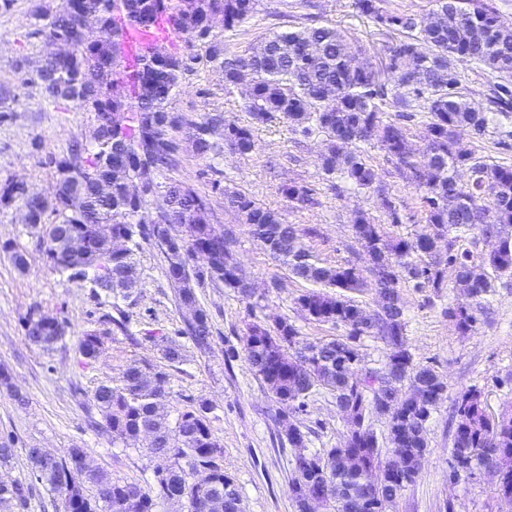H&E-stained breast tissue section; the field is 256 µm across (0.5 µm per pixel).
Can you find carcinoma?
<instances>
[{
  "label": "carcinoma",
  "instance_id": "carcinoma-1",
  "mask_svg": "<svg viewBox=\"0 0 512 512\" xmlns=\"http://www.w3.org/2000/svg\"><path fill=\"white\" fill-rule=\"evenodd\" d=\"M184 2L71 0L66 12L42 2L35 5V33L47 41L67 38L73 50L61 61L41 57L28 81L39 84L55 101L94 113L95 125L66 157L52 161L58 176L52 196H28L23 185L11 181L0 187V202L25 208L26 223L42 239L53 271L80 278L95 292L129 297L138 284L134 250L142 241L161 246L178 307L196 313L186 322V334L196 349L205 351L210 348V325L196 285L207 277L242 296L238 285L249 278L227 252L224 231L210 224L207 198L180 181L161 183L159 178L178 165L185 146L211 159L220 153L222 142L244 154L254 149V141L249 127L225 124L222 112L191 119L170 110L190 64L220 72L226 86L245 88V109L252 122L263 123L279 112L306 135L314 128L324 133L322 170L329 178L338 175L361 190H378V166L356 148L360 142H376L398 175L414 186L425 226L407 239L359 213L356 240L365 255L375 256L371 268L350 261L320 262L302 243V237L316 235V229L285 224L277 212L240 192L224 191V202L252 227L274 259L322 287L298 297L302 310L316 321L348 328L343 339L298 346L297 331L286 320L271 329L247 327L245 359L276 396L288 443L305 447L307 433L294 417L304 411L305 399L317 387L330 390L336 404H347L357 415L372 410L388 425L391 448L385 455L372 427L357 431L350 423L336 447L298 454L290 487L295 509L307 512L300 487L308 485L325 499V512H387L422 470L427 425L445 389L437 371L413 362L403 312L369 310L353 295L369 290L398 297L401 271L417 288H441L449 270L450 288L459 296L448 314L465 333L492 288L488 270L512 275V167L475 160L458 139L464 127L481 137L490 123L485 108L461 92L459 67L478 64L496 79L511 78L512 27L502 24L494 7L481 0H435L433 26L411 14L388 15L377 0H358L363 13L401 32L388 56L405 93L389 102L383 87L372 80L369 60H361L358 71L349 68V58L362 49L335 27L274 33L249 52L228 58L224 35L209 28L210 21L219 17L224 31H233L253 16L258 0H191L190 7ZM87 17L95 20L98 33L84 31ZM162 17L182 47L171 48L166 39L149 43L141 49L134 71L128 72L125 31L150 28ZM386 105L398 112L418 107L429 114L422 151L414 148L407 128L383 120ZM181 131L183 140L176 136ZM463 166L471 172L464 185L455 178ZM282 192L290 202L314 203L313 189L306 185L286 184ZM450 194L459 199L451 210L444 204ZM155 202L165 205L176 221L190 225L191 240L184 249L162 246L170 227L152 223ZM61 226L85 243L80 255L54 244ZM110 233L124 236L128 246L111 248ZM480 240L491 249L476 258L464 242L475 245ZM200 252L215 256V265L194 272L191 263ZM116 329L126 332L124 323L110 316L98 321L79 338L80 355L96 358ZM64 334L59 321L40 333L25 328L29 344L43 350ZM362 336H377L386 343L384 372L391 377L383 384L379 372L364 370L359 387L350 389L346 374L359 368L356 340ZM161 355L171 364L185 357L182 345L173 341L166 342ZM167 385L162 367L134 359L118 379L98 385L91 394L103 420L101 428L112 437L134 444L145 430L153 432L145 444L163 461L154 470L156 489L115 480L97 468L85 470L67 456L52 465L28 457L32 473L58 495L63 512H157L166 486L179 494L181 512H243L239 492L221 463L223 448L211 430L207 403L179 412L172 422L164 411ZM393 397L406 399L394 412L387 409ZM454 414L452 472L492 467L498 494L512 501V409L488 414L481 391L471 388L457 396ZM375 469L382 471L379 489L367 482ZM29 496L30 487L23 481L0 485V501L20 509L28 506Z\"/></svg>",
  "mask_w": 512,
  "mask_h": 512
}]
</instances>
